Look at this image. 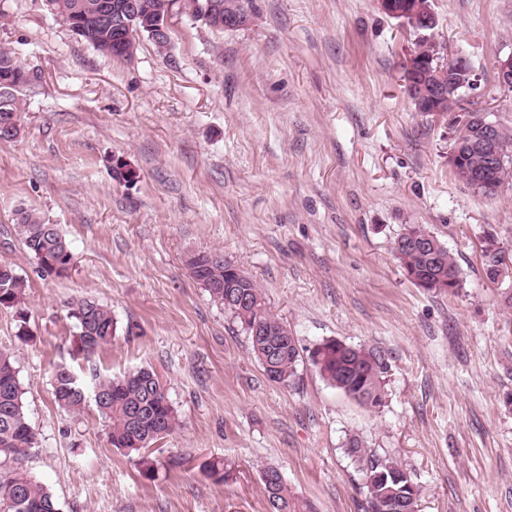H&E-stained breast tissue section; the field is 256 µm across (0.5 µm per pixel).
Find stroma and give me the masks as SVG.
<instances>
[{
    "label": "stroma",
    "mask_w": 512,
    "mask_h": 512,
    "mask_svg": "<svg viewBox=\"0 0 512 512\" xmlns=\"http://www.w3.org/2000/svg\"><path fill=\"white\" fill-rule=\"evenodd\" d=\"M437 43L480 76L468 102L512 128L495 79L512 54V0H432ZM170 46L96 51L43 0H0V47L34 81L23 133L0 142V261L26 282L0 306L38 445L30 474L60 512H266L260 470L277 467L315 512H365L346 455L360 436L410 472L418 512H512V274L486 278L493 233L512 252V184L486 196L448 165V119L415 111L403 66L417 35L377 0H253L219 31L172 8ZM59 225L73 264L41 277L14 231L18 209ZM421 224L454 257L461 286H415L396 254ZM218 251L251 275L300 353L271 382L247 335L191 277L187 254ZM117 321L93 361L76 354L69 301ZM383 348L385 405L329 386L310 355L327 340ZM156 372L180 425L145 454L112 447L95 406L55 404L53 373ZM154 471L144 476L141 459ZM232 466L228 482L206 472Z\"/></svg>",
    "instance_id": "stroma-1"
}]
</instances>
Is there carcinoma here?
<instances>
[{"mask_svg": "<svg viewBox=\"0 0 512 512\" xmlns=\"http://www.w3.org/2000/svg\"><path fill=\"white\" fill-rule=\"evenodd\" d=\"M123 4L126 0H44L45 6L64 22L81 13L90 16L103 2ZM139 17L129 37L114 43L112 33L93 27L76 35L104 55L117 59L133 56L137 37L151 35L148 25L167 23L168 11L162 0H136ZM210 0H182V9L193 20L211 26ZM442 46L423 36L412 54L438 56ZM13 75V86L0 85V141L10 142L21 133L23 101L19 92L35 75L16 58L14 52L0 48V77ZM16 231L24 250L36 261L38 273L62 277L66 265L73 262L70 244L58 225L48 224L36 212L21 209ZM433 236L421 224H406L395 243V252L407 278L416 286L434 292H456L461 285L457 264L442 244L432 253L422 241ZM504 247L488 233L482 241L483 269L487 279H498ZM191 276L211 298L224 307L249 339L254 356L270 381L287 385L294 380L300 354L288 326L270 310L257 282L219 252H199L185 259ZM24 280L7 264L0 263V306L13 307L25 292ZM69 317L79 330L77 351L88 360L112 342L117 324L112 311L98 300L86 296L69 305ZM312 364L331 387L374 411L384 404L388 357L377 347L353 346L337 340L319 344L311 354ZM53 396L63 409L81 412L87 395L78 375L67 365L57 367L53 376ZM94 404L108 423L112 447L129 453L149 447L152 433L168 434L178 424L176 410L170 403L157 375L147 369L130 370L120 376L101 379L93 390ZM36 433L29 422L25 391L18 377L13 352L0 349V512H59L51 489L36 481L26 468ZM345 452L362 473L367 512H417L421 487L395 459L382 458L368 448L357 435L350 436ZM267 512H310V505L295 495L281 472L272 466L261 471Z\"/></svg>", "mask_w": 512, "mask_h": 512, "instance_id": "cac0c4a2", "label": "carcinoma"}]
</instances>
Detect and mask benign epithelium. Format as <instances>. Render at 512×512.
Instances as JSON below:
<instances>
[{"mask_svg":"<svg viewBox=\"0 0 512 512\" xmlns=\"http://www.w3.org/2000/svg\"><path fill=\"white\" fill-rule=\"evenodd\" d=\"M380 9L392 18H402L409 14H420L431 21L435 13L426 0H379ZM211 17L217 25L226 29H237L248 25L251 12L242 11L234 16L223 14L222 5H211ZM102 21L115 20V26L122 28L131 25L136 18V5L129 2L111 9L104 7ZM408 85L415 89V102L431 106V112L443 114L440 102L448 97V91L461 86L469 90L477 86L478 74L468 58L456 54L448 63L431 64L412 55L406 60ZM497 82L502 87L512 88V56L497 61ZM466 117L458 130V141L452 151V160L458 166L466 167V160L475 153L485 159L483 170L469 173L471 183L485 189L497 181L506 169V159L497 147V124L486 119L484 113L470 108L465 109Z\"/></svg>","mask_w":512,"mask_h":512,"instance_id":"1","label":"benign epithelium"}]
</instances>
